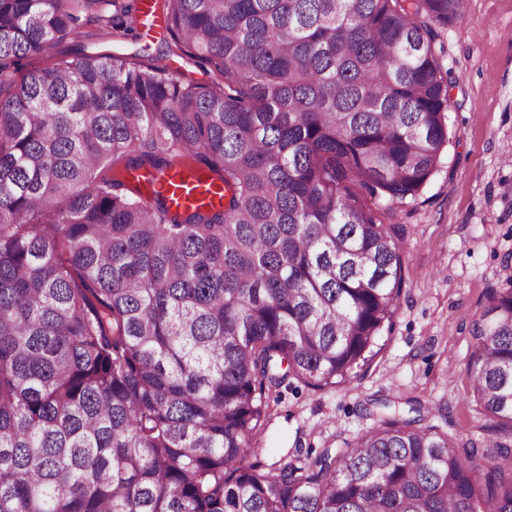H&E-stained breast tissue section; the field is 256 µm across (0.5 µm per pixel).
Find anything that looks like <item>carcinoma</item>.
<instances>
[{"label":"carcinoma","instance_id":"cac0c4a2","mask_svg":"<svg viewBox=\"0 0 512 512\" xmlns=\"http://www.w3.org/2000/svg\"><path fill=\"white\" fill-rule=\"evenodd\" d=\"M463 0H153L209 83L116 54L12 75L120 0H0V512H512V288L472 321L456 444L383 404L351 446L250 458L288 378L375 355L448 149ZM199 168L174 210L139 174ZM151 186L162 188L167 192L174 207L186 205H219L224 202L221 185L211 183L204 177L198 178L180 175L178 171L158 177Z\"/></svg>","mask_w":512,"mask_h":512}]
</instances>
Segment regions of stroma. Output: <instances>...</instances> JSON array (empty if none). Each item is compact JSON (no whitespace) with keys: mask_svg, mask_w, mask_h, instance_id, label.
<instances>
[{"mask_svg":"<svg viewBox=\"0 0 512 512\" xmlns=\"http://www.w3.org/2000/svg\"><path fill=\"white\" fill-rule=\"evenodd\" d=\"M78 27L26 69L92 52L134 55L164 49L157 39ZM443 58L457 79L450 92L448 150L418 200L393 207L406 227L404 290L378 353L334 387L295 381L270 400L257 457L271 468L323 448H345L373 427L371 400H420L451 442L476 434L485 419L468 398L470 326L492 291L512 286V0H464L441 32Z\"/></svg>","mask_w":512,"mask_h":512,"instance_id":"35a3bbf8","label":"stroma"}]
</instances>
